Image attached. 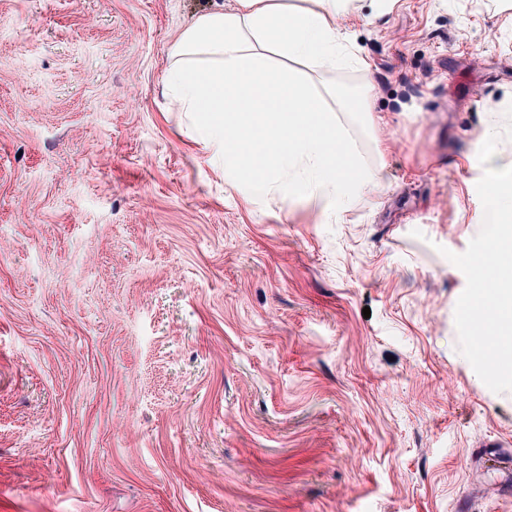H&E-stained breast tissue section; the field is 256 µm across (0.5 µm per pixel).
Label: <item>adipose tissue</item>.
Returning a JSON list of instances; mask_svg holds the SVG:
<instances>
[{
	"mask_svg": "<svg viewBox=\"0 0 512 512\" xmlns=\"http://www.w3.org/2000/svg\"><path fill=\"white\" fill-rule=\"evenodd\" d=\"M354 0H234L204 12L170 52L166 86L182 111L202 117L204 142L224 161L225 180L253 198L274 189L305 198L318 194L352 199L372 176L356 165L335 164L342 106L330 89L309 80L314 71L349 58L338 20ZM261 149L262 171L251 148Z\"/></svg>",
	"mask_w": 512,
	"mask_h": 512,
	"instance_id": "adipose-tissue-1",
	"label": "adipose tissue"
}]
</instances>
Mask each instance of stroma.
<instances>
[{
	"instance_id": "obj_1",
	"label": "stroma",
	"mask_w": 512,
	"mask_h": 512,
	"mask_svg": "<svg viewBox=\"0 0 512 512\" xmlns=\"http://www.w3.org/2000/svg\"><path fill=\"white\" fill-rule=\"evenodd\" d=\"M229 0H0V512H512V392L458 351L512 0H359L383 188L259 201L164 91ZM370 316H363V309Z\"/></svg>"
}]
</instances>
